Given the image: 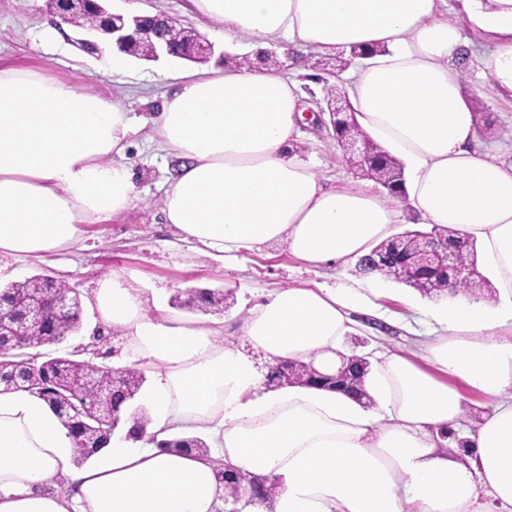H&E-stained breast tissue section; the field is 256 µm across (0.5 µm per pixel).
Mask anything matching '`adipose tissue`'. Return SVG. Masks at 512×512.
<instances>
[{
    "label": "adipose tissue",
    "mask_w": 512,
    "mask_h": 512,
    "mask_svg": "<svg viewBox=\"0 0 512 512\" xmlns=\"http://www.w3.org/2000/svg\"><path fill=\"white\" fill-rule=\"evenodd\" d=\"M491 34L493 87L512 93V0H467ZM441 0H191L246 40L252 65L186 73L168 84L155 134L180 165L162 215L201 253L232 260L274 243L315 265L356 261L389 237L402 205L474 239L499 300L444 295L441 327L419 357L381 355L373 398L267 384L289 359L333 373L354 313L378 306L354 285L289 287L244 320L153 314L130 274L103 277L95 304L121 339L116 369L144 373L107 447L80 468L70 430L40 399L0 391V512H222L219 474L275 484L251 512H512V159L472 150L474 114L461 95L464 41L439 19ZM327 53L382 46L352 83L360 124L412 167L408 200L330 187L295 151L305 105L298 80L262 62L271 42ZM135 127L115 102L39 70L0 68V258L72 249L88 224L135 201L124 162ZM489 411L470 453L439 451L464 416L461 387ZM146 409L150 424L132 418ZM215 453H179L178 434ZM69 495H61L58 484ZM487 501H480V494Z\"/></svg>",
    "instance_id": "adipose-tissue-1"
}]
</instances>
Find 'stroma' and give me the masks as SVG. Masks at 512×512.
<instances>
[{"label": "stroma", "instance_id": "stroma-1", "mask_svg": "<svg viewBox=\"0 0 512 512\" xmlns=\"http://www.w3.org/2000/svg\"><path fill=\"white\" fill-rule=\"evenodd\" d=\"M139 4L141 11L177 18L212 42L214 53L207 61L208 67L221 68L222 54L249 53L246 42L225 41L210 23L198 19L189 0H139ZM446 14L460 27L469 45L463 66L466 79L461 83L462 95L483 98L495 122L494 137L476 140L475 146L492 153L511 151L512 96L497 94L484 65L491 48L490 35L470 20L466 0H447ZM79 37L78 30L70 25L54 27L47 0H0L1 68L42 69L51 77L117 100L143 126L141 132L132 135V145L125 156L135 173L137 195L129 211L115 221L86 225L81 247L65 253L21 263L0 259V266L7 270L0 277L1 285L11 284L8 272L17 268L22 277L47 274L79 292L82 328L77 336L64 342V349L81 346L86 350V360L111 364V354L117 350L118 342L103 322L93 293L99 280L113 272L133 273L145 296H157L165 310L183 313L189 319L201 318L202 313L196 309L179 310L175 303L177 294L190 289L230 290L223 311L213 315L217 321L227 315H246L258 293L314 283L336 286L357 279L354 263L315 266L294 257L281 243L244 254L238 263L228 265L223 258L200 253L178 239L164 224L161 213V199L174 161L159 149L154 133L143 122L160 110L164 89L161 75H177L188 70L190 64L183 60L148 62L130 58L124 75L117 78L112 74V49L105 46L97 52L85 51L78 43ZM302 132L296 151L327 184L368 186V179L347 165L331 129L309 124ZM364 292L378 294L381 316L361 317L359 332L344 342L346 349L357 348L372 356L389 350L410 354L416 341L435 326L423 313L427 296L405 284L373 279L365 282Z\"/></svg>", "mask_w": 512, "mask_h": 512}]
</instances>
